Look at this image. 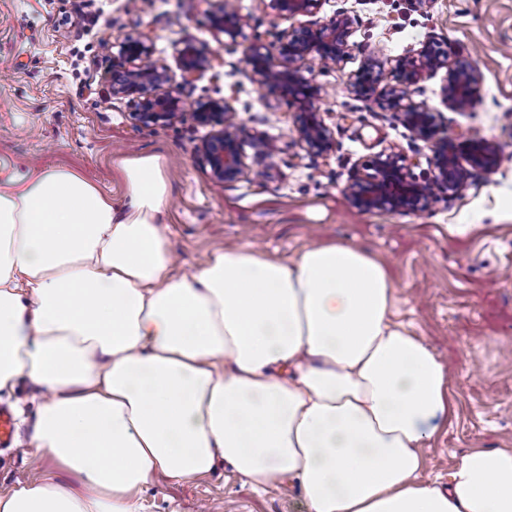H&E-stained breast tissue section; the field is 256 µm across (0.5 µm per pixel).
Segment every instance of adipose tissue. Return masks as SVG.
<instances>
[{
  "label": "adipose tissue",
  "mask_w": 512,
  "mask_h": 512,
  "mask_svg": "<svg viewBox=\"0 0 512 512\" xmlns=\"http://www.w3.org/2000/svg\"><path fill=\"white\" fill-rule=\"evenodd\" d=\"M120 170L119 202L64 168L0 188V393L47 390L33 456L82 482L20 487L0 512H138L141 487L221 459L255 489L299 481L310 512H512L510 448L464 454L447 490L423 479L447 368L394 321L379 258L238 246L173 274L166 156Z\"/></svg>",
  "instance_id": "obj_1"
}]
</instances>
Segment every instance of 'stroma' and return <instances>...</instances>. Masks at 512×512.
Instances as JSON below:
<instances>
[{
	"instance_id": "obj_1",
	"label": "stroma",
	"mask_w": 512,
	"mask_h": 512,
	"mask_svg": "<svg viewBox=\"0 0 512 512\" xmlns=\"http://www.w3.org/2000/svg\"><path fill=\"white\" fill-rule=\"evenodd\" d=\"M228 0H0V186L45 168L78 171L121 196L120 159L151 153L169 157L170 204L164 216L178 269L204 265L210 254L249 245L292 259L328 240L361 246L389 268L396 318L409 325L447 367L453 412L422 450L423 476L438 485L473 448H512V0H321L312 14L276 18L259 0L232 1L243 36L231 44L214 36L211 16ZM347 11L354 44L340 66L304 64L321 86L317 103L335 149L308 153L298 143L297 104L270 89L247 64L244 51L275 43L286 27L317 26ZM149 34L154 57L175 62L184 39L212 58L214 68L181 93L185 107L231 98L249 133L243 151L251 173L220 185L196 147L205 127L184 120L135 127L131 98L110 93L112 56L105 43ZM434 38L450 65L476 68L480 100L469 112L444 102L445 71L421 81L414 101L440 114V135L471 130L501 146L502 165L474 175L468 187L426 211L363 212L344 189L381 152L420 161L429 172V142L413 136L396 114L356 97L350 83L373 57L383 84L394 83L392 59ZM273 141L272 161L261 155ZM262 177H254V170ZM46 392L21 379L0 397L17 420L18 438L0 459V496L46 477L65 486L77 475L31 462L30 437ZM143 512H309L299 485L253 490L219 462L190 481L143 487Z\"/></svg>"
}]
</instances>
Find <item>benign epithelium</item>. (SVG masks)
<instances>
[{
	"label": "benign epithelium",
	"mask_w": 512,
	"mask_h": 512,
	"mask_svg": "<svg viewBox=\"0 0 512 512\" xmlns=\"http://www.w3.org/2000/svg\"><path fill=\"white\" fill-rule=\"evenodd\" d=\"M319 3L320 0H266L264 7L278 18L289 20L311 13ZM212 28L234 42L241 32V18L227 4L221 13L213 16ZM352 33L350 16L339 11L314 29L280 30L275 45L266 49L252 46L246 58L265 83L284 95L293 96L300 104L295 133L300 144L314 154L329 155L335 143L317 112L320 87L303 76L301 63L313 58L323 70L335 67L350 54ZM176 64L178 75L166 61L152 58V49L145 40L128 39L120 46L118 55L112 57V96L136 98L137 109L131 118L139 126H166L188 118L196 125L211 127L197 150L208 163L213 179L224 184L244 178L245 130L236 121V112L228 99L199 102L188 113L181 97L174 93L213 69L212 60L185 41L178 49ZM375 67L376 62L367 58L351 84L356 96L370 99L374 95ZM443 68L447 70L444 101L448 107L467 112L477 105L479 72L469 67L449 66L448 50L440 43L428 40L415 52L398 57L394 65L398 80L387 86L379 98L381 105L395 112L413 135L432 142L431 174L420 179L412 172L413 162L406 156L394 151L379 153L366 165L367 173L346 188L349 201L357 209L423 211L441 194L452 196L464 190L473 173L492 174L500 168L501 147L496 141L477 131L471 132L462 143L446 136L438 138L437 113L412 101L411 95L419 82Z\"/></svg>",
	"instance_id": "benign-epithelium-1"
}]
</instances>
